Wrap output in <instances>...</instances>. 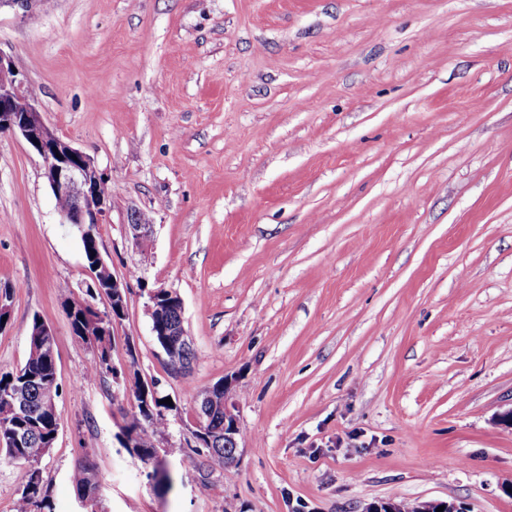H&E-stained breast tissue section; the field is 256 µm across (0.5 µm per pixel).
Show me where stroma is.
Wrapping results in <instances>:
<instances>
[{
	"instance_id": "stroma-1",
	"label": "stroma",
	"mask_w": 512,
	"mask_h": 512,
	"mask_svg": "<svg viewBox=\"0 0 512 512\" xmlns=\"http://www.w3.org/2000/svg\"><path fill=\"white\" fill-rule=\"evenodd\" d=\"M0 54L109 180L100 250L128 285L120 380L87 378L59 293H85L80 238L37 153L0 134V370L40 316L55 512H512V0H34L0 7ZM154 288L183 302L187 374L162 362ZM227 377L229 474L186 446L195 394ZM151 379L176 405L156 436L168 490L119 440ZM83 464L93 507L69 479ZM382 503L387 508V512H436V509L440 506H444V509L447 507L448 510H450L448 512H470L462 507L461 504H457L456 502L449 503L448 501L420 502L412 510H410V507L404 505V508L409 511H404V509L401 508L400 503L390 501Z\"/></svg>"
}]
</instances>
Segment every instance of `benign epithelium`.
<instances>
[{
  "label": "benign epithelium",
  "instance_id": "benign-epithelium-1",
  "mask_svg": "<svg viewBox=\"0 0 512 512\" xmlns=\"http://www.w3.org/2000/svg\"><path fill=\"white\" fill-rule=\"evenodd\" d=\"M24 100V108L17 106ZM0 133L21 136L42 159L43 176L53 196L66 198L71 208L58 211L62 224H103L110 210V197L101 194L102 184L107 182L89 155L74 147L71 142L60 137L44 120L35 99L25 89L24 81L10 61L0 54ZM128 233L138 244H145L151 236L153 224L139 220V212L130 214ZM112 286V309L124 311L127 283L117 275L109 280ZM161 292H149L148 313L155 336H177L190 343L184 328L183 304L177 294L171 292L172 301L167 303V316H162L157 305ZM224 463L229 468L238 464L240 443L239 401L234 391L233 379L224 378ZM215 411L210 404L209 392L204 390L196 396V412L192 418L191 435L193 443L199 442V434L204 432L205 416ZM444 506L450 512H468L455 502L427 501L416 505L410 512H436Z\"/></svg>",
  "mask_w": 512,
  "mask_h": 512
}]
</instances>
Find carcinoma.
Listing matches in <instances>:
<instances>
[{
  "mask_svg": "<svg viewBox=\"0 0 512 512\" xmlns=\"http://www.w3.org/2000/svg\"><path fill=\"white\" fill-rule=\"evenodd\" d=\"M80 233L84 258L92 261V254L99 251L98 233L94 224L76 225ZM61 296L68 310L70 325L75 335L89 329L93 337L95 355L86 368V376L107 381L117 374L110 357L112 312L104 314L86 303L74 307V293L67 287L62 288ZM46 324L37 315L33 316L28 331V356L19 368L0 372V459L7 463L37 464L52 447L56 432L53 414L48 411L47 403L60 396L56 379L55 360L43 348L46 343L54 344V337L45 335ZM167 365L171 368L183 364L185 360H197V352L181 346L164 349ZM21 386L26 389V412L18 415L10 402L9 391ZM139 392H134V407L125 426V432L136 435L134 451L145 463L157 470L158 457L155 454L157 428L163 421V415L146 422L141 411ZM211 405L217 411L209 422H204L211 445L194 449V454L204 458V465L212 470L224 469V390L212 386ZM71 481L77 490L100 487L96 474L89 468H78L71 474ZM14 512H53L47 488L43 483L40 470L28 474L14 505Z\"/></svg>",
  "mask_w": 512,
  "mask_h": 512,
  "instance_id": "cac0c4a2",
  "label": "carcinoma"
}]
</instances>
